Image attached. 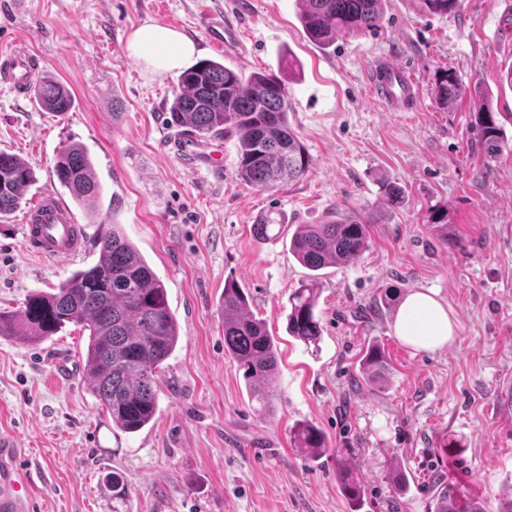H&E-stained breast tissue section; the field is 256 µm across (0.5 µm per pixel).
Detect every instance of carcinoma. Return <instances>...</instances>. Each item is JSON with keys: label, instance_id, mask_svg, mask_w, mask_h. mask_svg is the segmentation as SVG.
I'll use <instances>...</instances> for the list:
<instances>
[{"label": "carcinoma", "instance_id": "cac0c4a2", "mask_svg": "<svg viewBox=\"0 0 512 512\" xmlns=\"http://www.w3.org/2000/svg\"><path fill=\"white\" fill-rule=\"evenodd\" d=\"M424 8L446 15L460 0H421ZM300 20L308 37L322 48L336 35L376 28L383 0H298ZM34 99L47 112L63 114L74 107L71 92L56 78L43 75L31 82ZM438 98L448 107L465 93L457 77L444 73L438 80ZM290 103L284 82L263 73L244 79L213 60H202L185 70L167 116V123L200 141L207 137H234L236 172L241 182L263 191L302 179L311 161L288 121ZM477 144L486 156L503 150L502 129L494 112H478ZM54 175L75 204L93 211L102 195L92 160L84 146L65 143L54 159ZM34 180L32 169L14 154L0 151V216L20 207ZM378 218L337 212L324 224H300L288 251L309 271V279L288 295V335L303 343L321 336L315 310L320 292L318 271L355 261L370 245ZM425 223L448 242V209L431 207ZM97 258L72 272L51 292L29 296L23 308L0 310V336L42 341L69 324L88 332L84 354L87 385L112 425L125 433L147 426L157 411V392L163 363L176 348L179 325L171 311L166 288L125 237L120 225L101 220L93 239ZM224 350L243 370L247 393L266 413L275 397L279 353L266 323L250 313L248 298L234 281L224 283L221 296ZM384 369L380 352L366 351L361 374L369 381ZM297 447L320 457L328 451L325 436L310 424L297 426ZM339 478L355 509L363 502L361 483L350 469ZM434 512H458L453 492L435 491Z\"/></svg>", "mask_w": 512, "mask_h": 512}]
</instances>
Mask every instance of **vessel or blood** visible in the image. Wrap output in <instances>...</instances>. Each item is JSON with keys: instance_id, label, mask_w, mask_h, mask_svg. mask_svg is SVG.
I'll use <instances>...</instances> for the list:
<instances>
[{"instance_id": "b4317fda", "label": "vessel or blood", "mask_w": 512, "mask_h": 512, "mask_svg": "<svg viewBox=\"0 0 512 512\" xmlns=\"http://www.w3.org/2000/svg\"><path fill=\"white\" fill-rule=\"evenodd\" d=\"M210 43L232 49V33L220 17L209 18ZM38 63L32 55L14 49L0 55V73L16 89L25 90ZM369 81L389 111L400 112L417 100L418 89L404 66L392 61L375 63ZM24 245L41 257L73 260L86 249V233L76 224L65 205L54 196H45L30 209L23 220ZM0 512H37L36 497L19 448L11 439L0 435Z\"/></svg>"}]
</instances>
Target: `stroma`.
<instances>
[{
  "instance_id": "35a3bbf8",
  "label": "stroma",
  "mask_w": 512,
  "mask_h": 512,
  "mask_svg": "<svg viewBox=\"0 0 512 512\" xmlns=\"http://www.w3.org/2000/svg\"><path fill=\"white\" fill-rule=\"evenodd\" d=\"M207 12L239 27L237 52L208 46ZM146 23L185 33L199 59L283 81L309 173L272 191L247 187L232 137L198 147L203 159L223 154L221 172L187 163L164 121L179 71L150 74L128 49ZM15 45L68 87L75 106L46 112L0 81V151L35 173L25 208L0 218V310L20 309L95 258L89 248L62 263L24 247L25 209L58 190L54 157L71 140L104 187L101 217H114L144 255L180 326L157 413L131 434L113 428L86 385L80 327L42 342L0 337V434L23 449L39 512H352L343 466L364 488L360 512H433L438 487L453 488L462 505L485 501L489 512L512 500V400L503 397L512 388V87L500 82L512 67V0H461L445 15L427 14L420 0H385L378 29L339 34L327 49L307 38L296 0H0V48ZM381 59L416 81L412 111H388L371 91L369 68ZM446 69L467 89L449 110L435 94ZM482 95L504 128L495 159L472 126ZM386 182L403 188L400 205L382 200ZM435 204L448 208L444 243L424 222ZM375 210L384 219L368 250L322 271L319 343L289 336L288 295L308 277L288 251L294 225ZM265 215L281 232L260 241L252 226ZM228 279L278 342L266 417L224 350ZM417 289L448 303L458 322L452 345L417 352L394 336L395 306ZM384 292L392 306L378 304ZM372 342L388 362L381 388L358 378ZM302 422L326 436L320 460L293 443ZM397 464L410 476L403 495L390 480ZM116 478L124 495L112 492Z\"/></svg>"
}]
</instances>
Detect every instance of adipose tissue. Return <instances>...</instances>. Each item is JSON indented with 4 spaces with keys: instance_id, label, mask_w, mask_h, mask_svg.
Returning <instances> with one entry per match:
<instances>
[{
    "instance_id": "1",
    "label": "adipose tissue",
    "mask_w": 512,
    "mask_h": 512,
    "mask_svg": "<svg viewBox=\"0 0 512 512\" xmlns=\"http://www.w3.org/2000/svg\"><path fill=\"white\" fill-rule=\"evenodd\" d=\"M128 48L153 74L181 68L197 52L195 43L179 30L150 23L131 33ZM457 330L450 308L430 290L406 294L392 324L398 339L424 352L445 348L453 342Z\"/></svg>"
}]
</instances>
